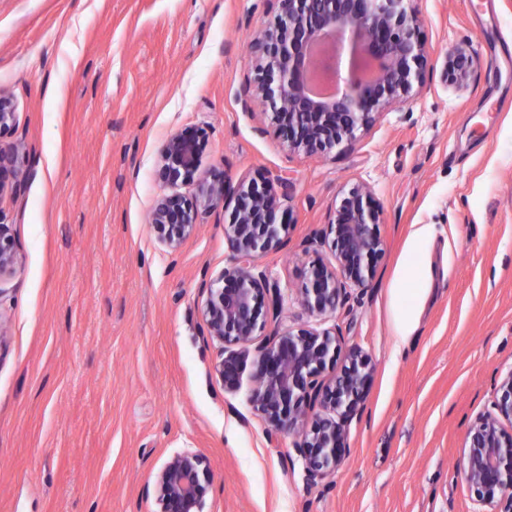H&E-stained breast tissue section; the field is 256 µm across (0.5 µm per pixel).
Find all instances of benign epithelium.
Listing matches in <instances>:
<instances>
[{
    "mask_svg": "<svg viewBox=\"0 0 512 512\" xmlns=\"http://www.w3.org/2000/svg\"><path fill=\"white\" fill-rule=\"evenodd\" d=\"M273 19L249 42L256 78L249 100L269 109L282 146L290 153L325 154L354 136L373 115L403 103L424 81L427 52L417 36L409 0H275ZM473 65L470 46L447 57L446 81L467 84ZM13 97L0 92V139L13 134ZM206 131L189 127L161 145L155 177L172 188L158 196L149 224L170 252L196 232L202 217L232 199L224 238L230 266L202 283L207 292L203 321L207 336L220 344L255 345L258 369L252 402L271 426L269 436L296 434L307 484L315 487L336 472L346 456L347 428L361 419L365 390L374 366L361 348L348 346L339 329L279 327L283 303L278 289L257 270V258L287 246V224L278 211L289 201L288 180L259 171L228 192L224 170L201 169ZM22 144L0 145V195L19 192ZM194 184L184 195L173 191ZM382 210L366 184L352 186L330 222L336 267L309 265L299 290L313 314L334 313L363 290L383 254L376 226ZM17 244L9 225L0 224V277L13 271ZM274 327L264 333L268 322ZM242 358L222 356L216 370L224 388L240 382ZM512 370L495 387L491 410L469 426L461 470L473 501L489 512H512ZM213 473L198 450L174 453L156 474L152 495L159 512H207Z\"/></svg>",
    "mask_w": 512,
    "mask_h": 512,
    "instance_id": "obj_1",
    "label": "benign epithelium"
}]
</instances>
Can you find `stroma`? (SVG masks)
<instances>
[{"instance_id": "stroma-1", "label": "stroma", "mask_w": 512, "mask_h": 512, "mask_svg": "<svg viewBox=\"0 0 512 512\" xmlns=\"http://www.w3.org/2000/svg\"><path fill=\"white\" fill-rule=\"evenodd\" d=\"M412 6L423 86L307 157L241 104L269 0H0V88L26 146L23 191L0 197L18 244L0 279V512H157L143 490L185 448L214 471L208 512H474L465 434L512 370V0ZM463 43L474 65L456 88L445 56ZM193 126L231 184L289 179L288 247L257 262L284 327L339 328L375 366L345 461L318 487L294 434L269 440L253 408V354L237 390L215 372L200 285L230 260L223 210L173 254L147 222L165 191L158 149ZM359 183L381 206L384 253L360 301L310 315L305 272L334 265L328 224ZM410 264L431 270L417 295ZM402 302L420 313L396 358Z\"/></svg>"}]
</instances>
